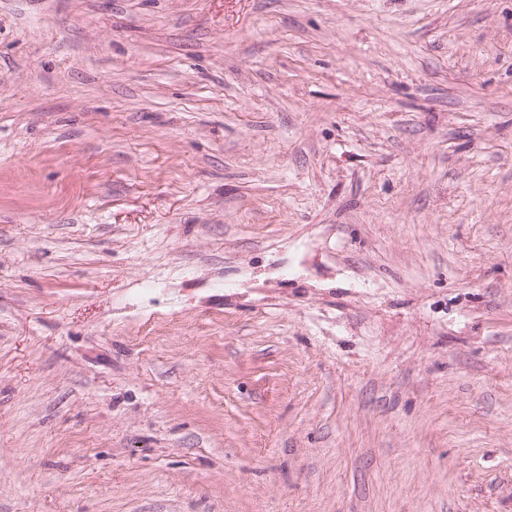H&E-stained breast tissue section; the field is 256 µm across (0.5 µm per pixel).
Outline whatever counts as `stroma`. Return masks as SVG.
<instances>
[{"label":"stroma","mask_w":512,"mask_h":512,"mask_svg":"<svg viewBox=\"0 0 512 512\" xmlns=\"http://www.w3.org/2000/svg\"><path fill=\"white\" fill-rule=\"evenodd\" d=\"M0 512H512V0H0Z\"/></svg>","instance_id":"35a3bbf8"}]
</instances>
